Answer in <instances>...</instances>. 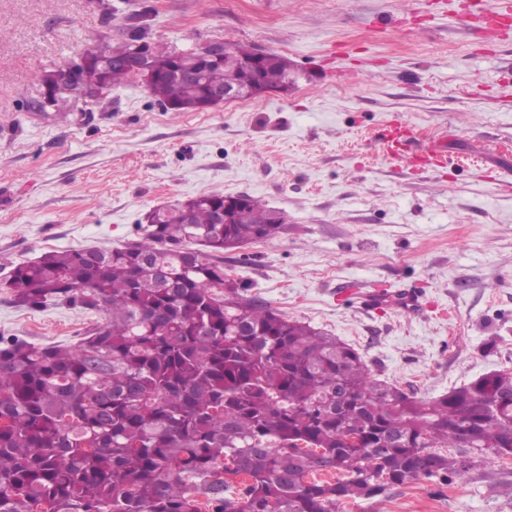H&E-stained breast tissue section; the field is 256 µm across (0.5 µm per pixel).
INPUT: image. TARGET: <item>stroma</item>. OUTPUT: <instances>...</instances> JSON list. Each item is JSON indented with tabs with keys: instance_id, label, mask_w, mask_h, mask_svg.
I'll return each instance as SVG.
<instances>
[{
	"instance_id": "1",
	"label": "stroma",
	"mask_w": 512,
	"mask_h": 512,
	"mask_svg": "<svg viewBox=\"0 0 512 512\" xmlns=\"http://www.w3.org/2000/svg\"><path fill=\"white\" fill-rule=\"evenodd\" d=\"M467 0H0V275L65 248L138 240L154 207L247 194L288 230L225 252L249 295L353 346L374 376L429 400L512 368V25L483 35ZM143 15L179 51L222 39L288 57V93L203 112L140 81L72 112L26 108L33 76L121 38ZM446 139L439 170L393 162L387 126ZM411 289L417 312L366 302ZM96 321L29 311L0 291V334L74 342ZM463 457L336 512H512V457Z\"/></svg>"
}]
</instances>
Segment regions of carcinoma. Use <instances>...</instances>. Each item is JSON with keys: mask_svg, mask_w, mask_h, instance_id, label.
<instances>
[{"mask_svg": "<svg viewBox=\"0 0 512 512\" xmlns=\"http://www.w3.org/2000/svg\"><path fill=\"white\" fill-rule=\"evenodd\" d=\"M145 37L134 24L116 43L92 40L87 82L107 93L137 77L131 43ZM150 53L158 76L148 89L174 111L247 79L190 51L152 44ZM184 69L199 77L178 76ZM64 72L34 75L31 110L77 106ZM287 80L288 58L267 54L262 87ZM231 199L215 192L162 207L141 241L49 251L0 282L18 307L98 316L75 343L0 335V512H336L413 478L464 475L442 448L512 456L511 369L432 401L375 378L350 345L224 275V252L285 230L249 195L232 223H216ZM161 267L174 287L159 280ZM228 460L245 477L236 492ZM318 471L340 477L315 480Z\"/></svg>", "mask_w": 512, "mask_h": 512, "instance_id": "carcinoma-1", "label": "carcinoma"}]
</instances>
